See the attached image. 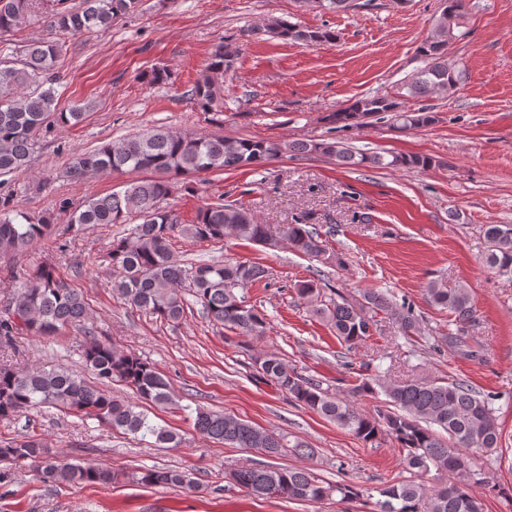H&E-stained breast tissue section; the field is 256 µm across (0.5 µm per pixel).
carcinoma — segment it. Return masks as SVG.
I'll return each instance as SVG.
<instances>
[{
  "mask_svg": "<svg viewBox=\"0 0 512 512\" xmlns=\"http://www.w3.org/2000/svg\"><path fill=\"white\" fill-rule=\"evenodd\" d=\"M34 0H0V34L17 28L31 14ZM59 8L48 26L56 34L76 35L106 28L112 20L135 13L141 0H82L78 8ZM465 0H443L434 33L416 47L423 60L404 85L405 97L421 99L434 93L451 96L462 83V71L449 57L457 39L454 33L464 16ZM249 33L269 35L306 45H328L337 35L328 28L301 29L290 22L271 18ZM62 43L48 38L36 41L22 58L0 60V178L28 169L38 136L50 121L62 126L82 121L84 112L56 109L53 73ZM236 51L219 44L211 52L191 89L204 112L223 107L221 90L224 74L235 63ZM391 115L393 127L410 130L432 124L436 117L422 106L407 109L388 96H367L347 108L328 115V121L343 129L358 126L359 120L381 114ZM285 153H320L342 166L406 168L425 170L433 160L427 155H393L358 152L339 141L284 142L198 135L193 132L158 130L131 139H119L97 149L78 153L66 168L75 180L99 173L149 170L154 176L132 182L121 193L91 197L74 209L67 228L90 224H125L136 214L142 223L128 235L112 241L108 253L112 269V290L130 308L167 323L177 324L184 316L185 295L193 296L212 323L256 340L267 332L265 315L246 301L244 290L267 278L262 265L247 261L180 263L171 253L175 235L201 242L221 241L226 236L273 248L283 240L296 254L312 258L325 267L345 264L342 254L329 246L321 230L302 215L293 224H283L278 233L258 221L243 205L226 204L218 198L197 208L193 220L185 223L176 212L163 206L172 192L170 177H193L214 171L257 168ZM56 230L49 216L37 220L16 209L14 198L0 194V255L15 254ZM483 235L487 244L485 264L505 277H512V224H488ZM13 279L17 287L9 302L8 318L0 320V351L17 348L19 335L54 336L69 326L85 336L83 358L102 382L119 381L132 391L133 398L118 399L85 379L58 367L41 365L19 368L0 359V421H10L24 411L40 406L91 416L113 430H121L156 444H180L182 438L165 426L155 424L141 409V403L179 408L169 381L152 364L134 352L122 351L99 339L86 327L89 304L84 295L57 275L51 264L33 270L21 269ZM312 315L335 332L338 341L351 350L373 336L377 317L385 316L402 335L424 336L413 306L381 290H368L361 299H323V288L315 280L298 288ZM429 301L450 311L454 321L473 320L475 310L465 288L448 291L432 282ZM256 370L270 378L291 399L351 432L366 444L382 436L394 438L404 453V463L413 470L431 469L446 476L434 490L413 480L378 490L375 512H484L483 500L475 491L479 484L468 452L475 449L492 456L498 453L502 433L489 399L461 382L416 379L387 383L380 373L364 374L354 386L356 394L384 393L389 407L376 415L359 412L346 401H337L320 385L303 377L274 351L252 356ZM193 429L230 447L278 457L293 448L312 456L309 445L283 434L258 428L221 410L197 406L189 413ZM28 467L39 481L48 485L92 484L109 486L118 475L94 462H68L46 448L42 438L19 433L0 442V485L14 480L15 469ZM142 485L157 488L203 490L187 471L151 468L130 474ZM227 478L257 497H273L312 505L338 497L351 504L361 492L351 484L323 482L313 469L279 464L241 466Z\"/></svg>",
  "mask_w": 512,
  "mask_h": 512,
  "instance_id": "cac0c4a2",
  "label": "carcinoma"
}]
</instances>
